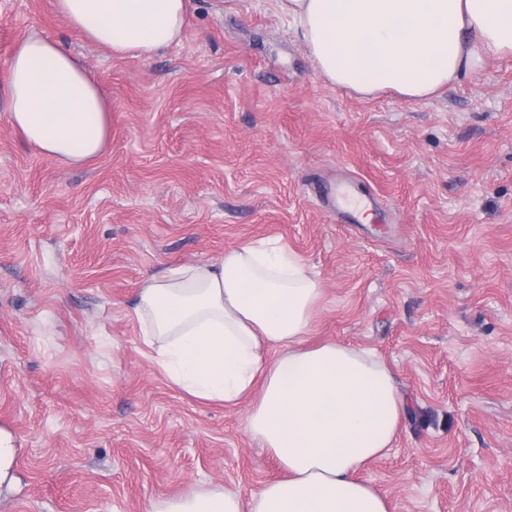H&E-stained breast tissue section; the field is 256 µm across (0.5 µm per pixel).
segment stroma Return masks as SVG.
<instances>
[{
	"label": "stroma",
	"mask_w": 512,
	"mask_h": 512,
	"mask_svg": "<svg viewBox=\"0 0 512 512\" xmlns=\"http://www.w3.org/2000/svg\"><path fill=\"white\" fill-rule=\"evenodd\" d=\"M147 60L84 42L54 0H0V85L29 31L82 56L105 151L31 149L0 97V512H153L278 479L249 403L175 387L142 344L144 279L277 238L323 294L309 344L373 350L411 400L362 477L391 512H512V58L439 94L361 98L319 77L274 0H193ZM375 194L371 224L326 200ZM16 448L10 436L0 431V485H10L12 481V466L15 459Z\"/></svg>",
	"instance_id": "stroma-1"
}]
</instances>
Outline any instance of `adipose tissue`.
<instances>
[{
  "label": "adipose tissue",
  "mask_w": 512,
  "mask_h": 512,
  "mask_svg": "<svg viewBox=\"0 0 512 512\" xmlns=\"http://www.w3.org/2000/svg\"><path fill=\"white\" fill-rule=\"evenodd\" d=\"M85 41L148 59L180 43L192 0H55ZM326 82L362 97L425 99L512 57V0H277ZM13 128L36 152L81 165L110 114L84 62L40 33L16 42L4 86ZM306 262L276 240L144 280L135 314L172 384L227 404L251 398L246 430L282 479L249 498L204 490L154 512H390L360 471L386 456L408 398L370 351L304 344L321 299Z\"/></svg>",
  "instance_id": "obj_1"
}]
</instances>
